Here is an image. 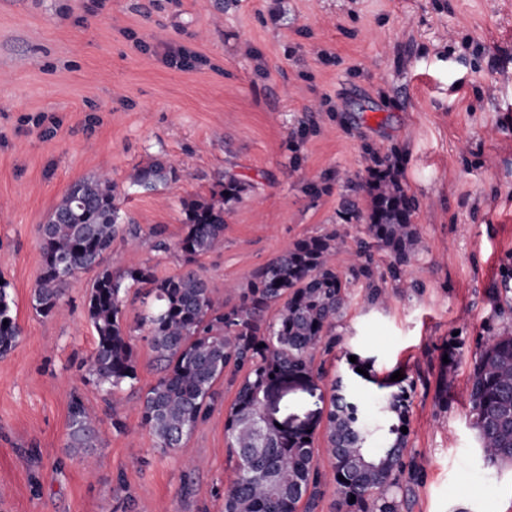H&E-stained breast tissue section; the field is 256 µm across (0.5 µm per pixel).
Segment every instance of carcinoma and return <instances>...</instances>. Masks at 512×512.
Instances as JSON below:
<instances>
[{"instance_id":"cac0c4a2","label":"carcinoma","mask_w":512,"mask_h":512,"mask_svg":"<svg viewBox=\"0 0 512 512\" xmlns=\"http://www.w3.org/2000/svg\"><path fill=\"white\" fill-rule=\"evenodd\" d=\"M395 154L370 170V208L352 205L348 223L366 224L370 241H360L353 277L364 278L371 299L382 291L375 283L371 248L390 258V273L418 250L421 240L412 217L416 202L404 191ZM177 176L159 161L137 170L132 182L147 190ZM240 179L225 172L208 198L184 204L185 232L177 248L187 261L224 242V206L239 198ZM118 187L107 174L74 183L41 227L42 274L33 308L43 317L62 310L63 285L82 271L95 277L86 299V316L96 333L85 382L109 395L137 380V356L125 317L124 298L132 288L153 297L137 327L147 331L159 369L155 382L139 397L141 425L167 454L184 448L192 433L221 404L215 385L231 370L235 398L226 412L224 440L234 478L224 486V512H315L322 492L314 431L280 434L258 411L263 387L288 376L311 378L314 352L336 343V323L348 306L347 285L333 264L344 244L337 230L298 239L258 269L234 302L215 295L193 270L158 278L153 266L131 263L114 270L105 265L116 240L132 245L137 224L122 223ZM275 315H270V312ZM21 329L5 287L0 285V355L12 351ZM391 389L381 415L360 417L358 407L341 392L332 396L326 415L327 464L336 483V512H402L404 501L387 495L406 470L407 390ZM472 426L490 465H512V332L489 337L477 353L470 377ZM68 447L77 454L94 447L97 419L74 394L68 407ZM355 502H350V499Z\"/></svg>"}]
</instances>
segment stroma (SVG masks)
Listing matches in <instances>:
<instances>
[{
  "label": "stroma",
  "instance_id": "obj_1",
  "mask_svg": "<svg viewBox=\"0 0 512 512\" xmlns=\"http://www.w3.org/2000/svg\"><path fill=\"white\" fill-rule=\"evenodd\" d=\"M180 46L203 64H172ZM373 150L402 156L422 240L397 280L375 252L387 292L376 303L350 277L366 227L343 219L346 202L368 206ZM156 159L177 179L132 185ZM227 171L245 189L224 243L186 262L175 248L183 204ZM101 173L141 228L133 256L161 278L195 270L220 294L293 241L337 229L349 306L334 348L315 353L324 378L283 389L276 418L324 423L337 378L372 415L389 394L382 380L403 370V512H512V466L487 465L468 400L480 345L512 331V307L491 298L512 271V0H228L220 11L211 0H0V283L21 328L0 356V512H122L128 494L136 512H222L227 379L216 384L224 405L162 453L137 410L157 377L143 332L138 379L115 407L83 381L94 272L68 279L62 314L33 308L42 224L71 184ZM156 226L168 253L153 249ZM133 256L118 242L107 263ZM75 392L101 420L89 468L68 446Z\"/></svg>",
  "mask_w": 512,
  "mask_h": 512
}]
</instances>
